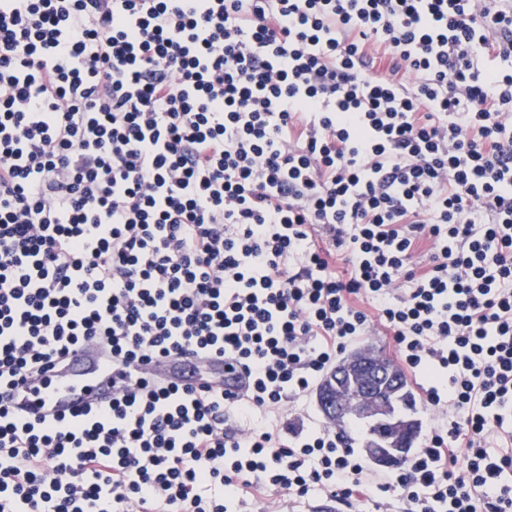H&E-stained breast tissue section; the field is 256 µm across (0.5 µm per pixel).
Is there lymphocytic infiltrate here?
Instances as JSON below:
<instances>
[{"label":"lymphocytic infiltrate","instance_id":"lymphocytic-infiltrate-1","mask_svg":"<svg viewBox=\"0 0 512 512\" xmlns=\"http://www.w3.org/2000/svg\"><path fill=\"white\" fill-rule=\"evenodd\" d=\"M375 331L455 410L405 467L369 477L328 423L240 430ZM88 339L127 378L109 409L11 408ZM188 354L244 395L145 369ZM510 419L503 0H0V512H230L240 485L512 512Z\"/></svg>","mask_w":512,"mask_h":512}]
</instances>
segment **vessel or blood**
Listing matches in <instances>:
<instances>
[{"label": "vessel or blood", "instance_id": "obj_1", "mask_svg": "<svg viewBox=\"0 0 512 512\" xmlns=\"http://www.w3.org/2000/svg\"><path fill=\"white\" fill-rule=\"evenodd\" d=\"M147 370L168 382L207 383L223 389L231 398L242 396L247 388L243 370L221 358H158L148 364ZM121 386L110 356L101 346L89 343L70 353L59 368L50 372L48 381L37 378L20 385L13 391L11 403L26 414L55 418L108 406Z\"/></svg>", "mask_w": 512, "mask_h": 512}]
</instances>
